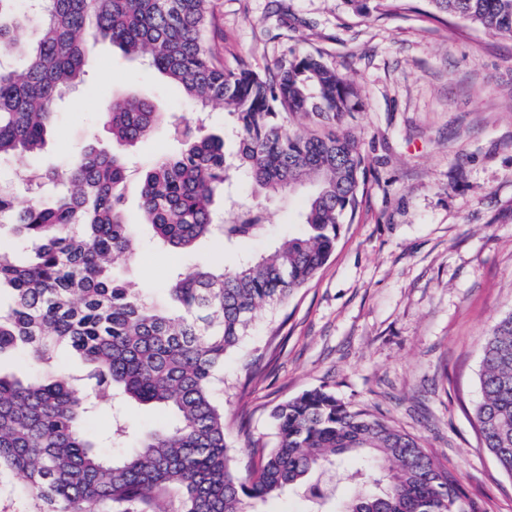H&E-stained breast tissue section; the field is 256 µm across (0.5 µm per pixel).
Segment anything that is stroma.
<instances>
[{
    "label": "stroma",
    "mask_w": 512,
    "mask_h": 512,
    "mask_svg": "<svg viewBox=\"0 0 512 512\" xmlns=\"http://www.w3.org/2000/svg\"><path fill=\"white\" fill-rule=\"evenodd\" d=\"M407 4L363 21L343 0H215L211 37L226 69L317 53L360 88L350 127L372 172L327 265L283 304L259 310L226 356L217 397L238 468L255 447L275 444V405L324 386L419 437L480 512H512V477L473 422L483 340L512 312V36L433 19L427 0ZM110 93L195 113L164 75L102 42L45 148L0 163V174L49 172L77 148L108 146L97 106ZM305 195L267 203L264 235L242 252L270 253L296 233ZM125 208L132 256L114 272L167 304L173 270L216 258L218 247L210 238L180 253L161 244L140 221L136 181Z\"/></svg>",
    "instance_id": "1"
}]
</instances>
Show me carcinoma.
<instances>
[{"mask_svg": "<svg viewBox=\"0 0 512 512\" xmlns=\"http://www.w3.org/2000/svg\"><path fill=\"white\" fill-rule=\"evenodd\" d=\"M379 0H344L368 17ZM437 14L512 35V0H427ZM214 0H0V160L35 155L56 124V104L93 65L107 40L144 57L200 111L233 117L227 137L138 96L111 98L99 114L112 134L108 151L88 147L67 166L39 177L21 206L0 186V221L14 226L17 250L0 249V357L21 351L33 374L0 370V471L21 477L47 512H256L252 504L294 492L307 512H478L457 480L439 468L416 436L326 388L279 404L272 448L239 474L229 455L224 410L212 387L224 358L247 335L256 312L286 301L327 264L340 226L355 220L368 159L347 119L359 89L318 55L278 61L262 72L224 70L208 31ZM165 126L179 142L138 176L143 223L175 251L198 240L223 245L258 236L261 204L214 197L243 171L256 193L282 198L313 192L299 212L301 232L260 258L230 267L196 265L170 280L167 310L114 276L131 255L124 200L126 151ZM64 350L83 368L56 369ZM473 419L483 445L512 477V313L485 336ZM170 412L174 421L134 431L128 413L100 436L89 428L116 396ZM131 438L107 459L103 440ZM355 457L363 488L340 499L345 461Z\"/></svg>", "mask_w": 512, "mask_h": 512, "instance_id": "1", "label": "carcinoma"}]
</instances>
